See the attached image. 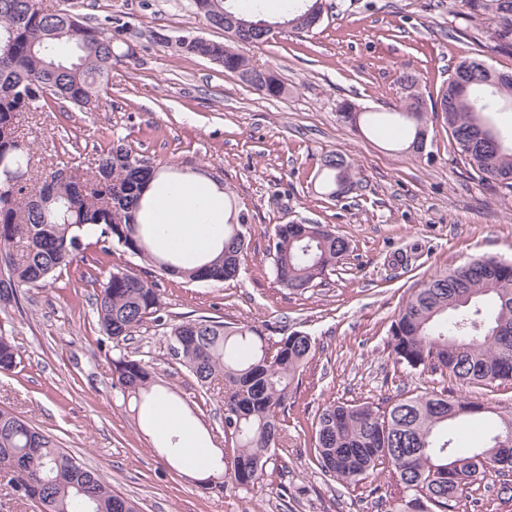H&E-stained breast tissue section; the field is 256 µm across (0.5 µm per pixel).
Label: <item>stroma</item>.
<instances>
[{
    "mask_svg": "<svg viewBox=\"0 0 512 512\" xmlns=\"http://www.w3.org/2000/svg\"><path fill=\"white\" fill-rule=\"evenodd\" d=\"M331 3L312 30L244 47L256 64L276 65L287 86L270 98L216 63L181 55L182 37L224 39L199 22L191 0H41L44 9L69 10L92 25L124 23L130 48L113 60L97 111L22 115L19 134L42 165L58 169L68 156L85 163L118 141L174 174L218 182L249 215L253 232L235 280L156 277L167 321L207 316L256 325L274 340L301 331L316 341L261 489L213 493L159 448V429L111 387L116 352L101 340L97 289L81 275L108 273L131 263L130 255L87 247L57 279L0 308V329L23 359L15 372L0 373V407L54 435L142 512H382L314 464L313 423L326 403L382 405L399 394L459 389L491 407H512V384L462 389L445 374L412 375L388 346L394 316L432 274L482 255L512 261V191L478 182L441 114L432 115L419 156L396 152L386 133L355 132L336 117L344 100L390 111L405 71L420 73L426 97H436L481 32L455 14L452 0ZM333 152L358 163L363 193L322 195L319 170ZM292 221L329 225L351 242L334 271L302 294L276 283L268 254L275 226ZM129 347L156 364L161 390L223 448L220 399L171 359L163 327L146 323ZM501 483L487 472L455 512H512V492L502 493Z\"/></svg>",
    "mask_w": 512,
    "mask_h": 512,
    "instance_id": "1",
    "label": "stroma"
}]
</instances>
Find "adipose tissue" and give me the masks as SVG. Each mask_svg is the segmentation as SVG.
<instances>
[{"label":"adipose tissue","mask_w":512,"mask_h":512,"mask_svg":"<svg viewBox=\"0 0 512 512\" xmlns=\"http://www.w3.org/2000/svg\"><path fill=\"white\" fill-rule=\"evenodd\" d=\"M141 223L152 225L158 252L176 255L183 267H194L212 253L224 235V192L211 181L187 176L155 179L146 193ZM153 419L174 431L179 455L194 471H204L211 454L195 426L181 418L165 399H158Z\"/></svg>","instance_id":"obj_1"}]
</instances>
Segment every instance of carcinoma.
<instances>
[{
  "instance_id": "cac0c4a2",
  "label": "carcinoma",
  "mask_w": 512,
  "mask_h": 512,
  "mask_svg": "<svg viewBox=\"0 0 512 512\" xmlns=\"http://www.w3.org/2000/svg\"><path fill=\"white\" fill-rule=\"evenodd\" d=\"M205 25L229 32L223 42L182 38L184 56L214 61L270 97L285 93L277 72L260 68L238 52V40L258 32L270 18L259 11L247 17L226 0H193ZM457 14L488 25L489 39L460 60L439 90L447 108L443 119L458 155L483 185L512 189V72H500L480 58L484 49L512 51V0H454ZM323 0H301L275 18L302 32L310 17H321ZM124 28L94 26L66 10L32 8L28 0H0V305L21 291L41 288L72 263L86 240L100 251L112 246L139 258L161 275L190 282H225L237 277L248 216L224 193L227 219L224 245L216 257L193 269L155 255L140 224L143 191L161 173L146 157L112 144L94 158L92 170L66 165L67 179L51 172L38 192L30 148L20 140L18 123L30 105H58L63 111L91 112L108 87L114 45ZM422 78L399 77L402 96L389 121L404 133V150L415 155L426 137L429 113L419 92ZM341 123L356 131L371 121L349 101L337 106ZM361 184L355 161L339 153L322 164L324 195L337 199L339 185ZM350 249L349 240L324 224H278L269 255L277 283L302 293L321 281ZM82 278L99 284L94 301L100 329L112 343H127L149 320H163V301L155 282L126 264L115 263L103 281L89 272ZM171 359L198 385L223 391L224 444L232 454L210 465L207 489L222 493L227 482L242 488L260 484L267 464L283 439V422L292 384L316 353V342L293 331L271 340L255 325L227 324L206 316L170 325L166 334ZM389 345L398 364L412 372H446L460 384L512 382V262L481 256L432 275L400 308L389 328ZM22 356L0 332V372L20 366ZM155 367L121 353L112 360V387L140 409L158 397ZM484 405L465 397L425 392L397 398L383 408L370 403L329 402L315 422L314 463L320 472L353 488L378 493L377 477L386 472L394 492L385 512H453L464 490L493 469L512 475V408L495 412L486 441L460 449L456 426L482 418ZM0 470L11 475L13 489L38 504L40 512H140L135 500L112 491L92 469L82 466L51 435L31 421L0 408Z\"/></svg>"
}]
</instances>
